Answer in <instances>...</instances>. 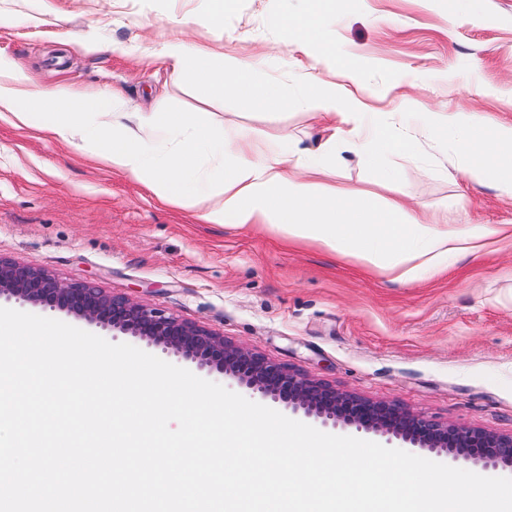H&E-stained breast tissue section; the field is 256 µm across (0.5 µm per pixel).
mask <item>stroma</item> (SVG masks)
Returning a JSON list of instances; mask_svg holds the SVG:
<instances>
[{
    "mask_svg": "<svg viewBox=\"0 0 512 512\" xmlns=\"http://www.w3.org/2000/svg\"><path fill=\"white\" fill-rule=\"evenodd\" d=\"M204 6L48 0L43 11L37 0H0V56L40 89L110 87L137 109L210 113L226 134L257 131L261 152L285 131L306 147L326 139L301 109L246 112L191 79L166 84L152 52L173 20L190 17L196 41L223 39L225 55L257 63L260 81L292 95L301 79L320 78L345 85L370 112L473 110L512 123V0H482L467 18L456 0H341L327 28L352 69L336 74L275 23L304 13L308 0H230L220 33ZM89 36L98 51L81 49ZM275 44L279 53L258 64ZM391 164L396 179L386 187L371 164L340 153L333 178L384 199L406 193L441 224L512 225V200L466 184L452 147L426 143ZM0 257L202 324L338 390L442 425L512 435L510 242L450 261L431 279L395 283L272 232L198 223L75 147L0 120Z\"/></svg>",
    "mask_w": 512,
    "mask_h": 512,
    "instance_id": "stroma-1",
    "label": "stroma"
}]
</instances>
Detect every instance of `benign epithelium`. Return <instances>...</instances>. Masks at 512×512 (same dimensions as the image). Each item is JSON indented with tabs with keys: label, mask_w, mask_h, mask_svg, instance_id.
Returning <instances> with one entry per match:
<instances>
[{
	"label": "benign epithelium",
	"mask_w": 512,
	"mask_h": 512,
	"mask_svg": "<svg viewBox=\"0 0 512 512\" xmlns=\"http://www.w3.org/2000/svg\"><path fill=\"white\" fill-rule=\"evenodd\" d=\"M63 313L102 331L160 347L208 374L234 380L262 399L323 426H349L400 439L485 469H512V436L459 429L420 418L395 403L374 402L295 373L224 340L202 325L113 296L88 282H65L49 272L0 258V302Z\"/></svg>",
	"instance_id": "benign-epithelium-1"
}]
</instances>
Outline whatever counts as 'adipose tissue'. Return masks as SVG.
<instances>
[{
  "mask_svg": "<svg viewBox=\"0 0 512 512\" xmlns=\"http://www.w3.org/2000/svg\"><path fill=\"white\" fill-rule=\"evenodd\" d=\"M309 14L279 23L307 55L338 64L324 37L336 0H310ZM175 76L188 75L212 96L241 108L276 112L306 109L336 132L315 150L289 135L257 152L253 134L224 133L205 112L157 107L134 111L129 101L103 87L80 92L67 85L36 89L28 75L0 58V119L37 123L57 141L112 171L125 174L159 201L193 212L205 224L266 230L288 243H311L342 258H354L390 280L411 284L445 269L449 258L478 255L512 241L511 224L434 223L407 199L378 202L328 180L337 148L386 167L396 154H414L421 142L452 143L464 180L490 184L512 199V124L479 127L464 112H368L345 88L321 80L302 82L297 96L258 83L253 65L225 58L221 45L166 38L154 50Z\"/></svg>",
  "mask_w": 512,
  "mask_h": 512,
  "instance_id": "adipose-tissue-1",
  "label": "adipose tissue"
}]
</instances>
